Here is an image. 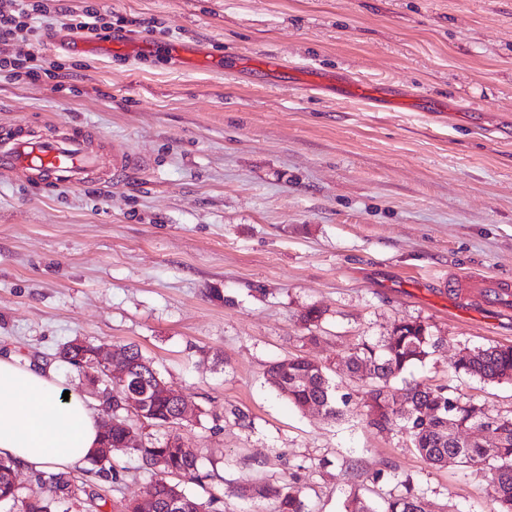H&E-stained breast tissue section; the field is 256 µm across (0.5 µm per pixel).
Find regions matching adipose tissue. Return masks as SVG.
<instances>
[{"instance_id":"ef3b65f1","label":"adipose tissue","mask_w":512,"mask_h":512,"mask_svg":"<svg viewBox=\"0 0 512 512\" xmlns=\"http://www.w3.org/2000/svg\"><path fill=\"white\" fill-rule=\"evenodd\" d=\"M100 407L64 393L53 368L0 353V457L29 471L67 474L100 444Z\"/></svg>"}]
</instances>
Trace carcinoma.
<instances>
[{"mask_svg": "<svg viewBox=\"0 0 512 512\" xmlns=\"http://www.w3.org/2000/svg\"><path fill=\"white\" fill-rule=\"evenodd\" d=\"M440 339L423 321H400L390 333L373 340L363 338L350 352L347 361L349 376L367 387L374 401L368 410V424L377 430L391 431L404 427L413 448L429 463L445 466L452 461L476 467L487 477L488 486L497 504L494 512H512V415H490L478 402L455 394L444 385L414 383L399 392L392 383L410 366L423 362L436 352ZM128 350L131 378L143 397L137 410L129 408L126 396L116 394L101 402L107 415L103 420L101 442L119 448L126 440L129 417L144 418L152 425H173L176 404L155 392L160 374L141 349L132 344ZM95 346L90 343L63 346L60 358L78 368L93 359ZM463 372L485 383L512 381V345L496 344L485 348L465 349L453 363ZM267 383L296 408L322 409L324 415L336 418L340 407L348 406L346 395H337L328 369L296 356L288 362L278 361L266 370ZM479 427L484 435L464 438L461 432ZM181 436L174 433L164 441H138L129 449L155 479L137 498L121 504L120 512H219L214 505L220 498L211 494L203 500L187 493L176 476L200 485L211 478L199 455L188 454L178 446ZM90 471L103 481H116L119 472L112 459L95 453L88 458ZM14 464L0 459V501L12 503L14 512H70L78 499L79 488L61 475L52 472L36 474L38 489L25 496L18 494L14 483ZM241 496L270 500L273 512H306L302 489L295 482L271 485L254 483L241 490ZM346 512H425L421 498L412 493L410 483L405 492L389 494L381 509L358 493H353Z\"/></svg>", "mask_w": 512, "mask_h": 512, "instance_id": "1", "label": "carcinoma"}]
</instances>
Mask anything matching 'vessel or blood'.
Returning a JSON list of instances; mask_svg holds the SVG:
<instances>
[{"label": "vessel or blood", "instance_id": "obj_1", "mask_svg": "<svg viewBox=\"0 0 512 512\" xmlns=\"http://www.w3.org/2000/svg\"><path fill=\"white\" fill-rule=\"evenodd\" d=\"M96 158L84 134L68 132L55 139L22 133H0V168L32 171L41 180L76 185L94 170ZM512 295V284L486 278L477 285L475 305L491 309Z\"/></svg>", "mask_w": 512, "mask_h": 512}]
</instances>
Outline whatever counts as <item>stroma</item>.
Masks as SVG:
<instances>
[{
    "mask_svg": "<svg viewBox=\"0 0 512 512\" xmlns=\"http://www.w3.org/2000/svg\"><path fill=\"white\" fill-rule=\"evenodd\" d=\"M39 41L51 73L0 72V128L86 131L101 171L73 188L0 175V351L52 367L74 339L134 344L197 408L177 427L218 476L200 498L222 512H272L242 498L294 481L309 512H344L411 480L427 512H493L482 471L428 463L406 431L366 420L345 360L394 323L441 344L395 382L447 385L512 414V382L455 372L460 349L512 344V309L487 319L448 293L464 274L512 281V0H53ZM106 38L69 29L84 9ZM153 52H110L114 40ZM387 84L445 106L440 120L341 99L319 78ZM144 167L112 177V157ZM322 310L318 341L301 322ZM329 366L350 395L335 419L271 388L274 361ZM118 482L69 473L72 512H114L152 479L127 451Z\"/></svg>",
    "mask_w": 512,
    "mask_h": 512,
    "instance_id": "obj_1",
    "label": "stroma"
}]
</instances>
